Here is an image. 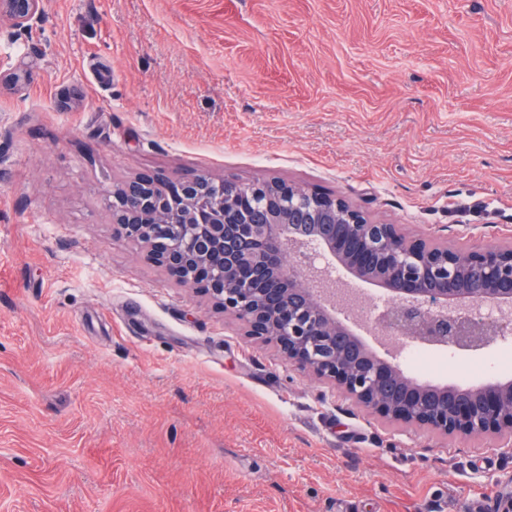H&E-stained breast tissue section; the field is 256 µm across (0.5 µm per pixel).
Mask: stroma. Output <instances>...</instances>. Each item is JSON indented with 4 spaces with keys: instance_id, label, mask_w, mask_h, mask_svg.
Returning a JSON list of instances; mask_svg holds the SVG:
<instances>
[{
    "instance_id": "stroma-1",
    "label": "stroma",
    "mask_w": 512,
    "mask_h": 512,
    "mask_svg": "<svg viewBox=\"0 0 512 512\" xmlns=\"http://www.w3.org/2000/svg\"><path fill=\"white\" fill-rule=\"evenodd\" d=\"M0 512H499L512 449L297 375L117 236L136 175L270 178L512 241V0H44L0 25ZM78 103H68L73 91ZM429 382L512 380V338ZM43 0H1L0 23L7 20L19 32H32L41 22Z\"/></svg>"
}]
</instances>
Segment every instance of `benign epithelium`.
<instances>
[{
    "label": "benign epithelium",
    "mask_w": 512,
    "mask_h": 512,
    "mask_svg": "<svg viewBox=\"0 0 512 512\" xmlns=\"http://www.w3.org/2000/svg\"><path fill=\"white\" fill-rule=\"evenodd\" d=\"M43 0H0L19 32L41 22ZM28 63L0 61V81L23 83ZM117 235L145 259L239 320L299 375L336 388L386 423L446 438L512 447V383L421 385L378 357L337 309L357 302L335 289L342 268L387 287L374 329L404 344L478 350L512 335V243L460 250L409 239L342 196L281 181H214L202 173L141 174L107 192Z\"/></svg>",
    "instance_id": "obj_1"
}]
</instances>
